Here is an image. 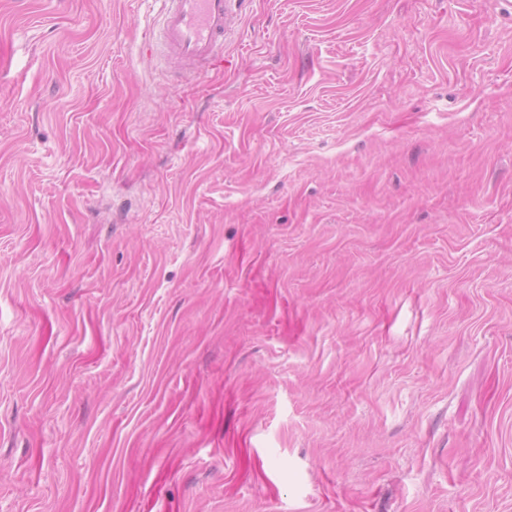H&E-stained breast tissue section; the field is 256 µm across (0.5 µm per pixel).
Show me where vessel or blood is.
<instances>
[{
  "label": "vessel or blood",
  "instance_id": "vessel-or-blood-1",
  "mask_svg": "<svg viewBox=\"0 0 512 512\" xmlns=\"http://www.w3.org/2000/svg\"><path fill=\"white\" fill-rule=\"evenodd\" d=\"M166 10L153 43L193 75L224 63V35L235 21L231 0H164Z\"/></svg>",
  "mask_w": 512,
  "mask_h": 512
}]
</instances>
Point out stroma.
<instances>
[{
    "label": "stroma",
    "mask_w": 512,
    "mask_h": 512,
    "mask_svg": "<svg viewBox=\"0 0 512 512\" xmlns=\"http://www.w3.org/2000/svg\"><path fill=\"white\" fill-rule=\"evenodd\" d=\"M0 0V512H512V0ZM231 0H164L167 5L158 31L153 29L150 51L160 43L168 60L186 75L224 63V34L235 21Z\"/></svg>",
    "instance_id": "stroma-1"
}]
</instances>
